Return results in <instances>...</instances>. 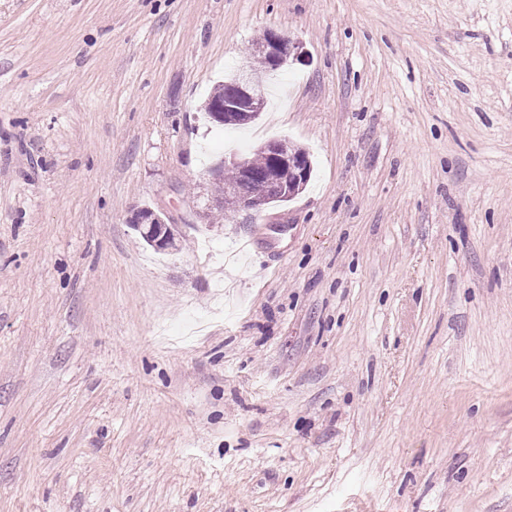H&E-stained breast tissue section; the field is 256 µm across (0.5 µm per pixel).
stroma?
I'll use <instances>...</instances> for the list:
<instances>
[{
	"instance_id": "1",
	"label": "stroma",
	"mask_w": 512,
	"mask_h": 512,
	"mask_svg": "<svg viewBox=\"0 0 512 512\" xmlns=\"http://www.w3.org/2000/svg\"><path fill=\"white\" fill-rule=\"evenodd\" d=\"M0 512H512V0H0ZM262 51L268 55L272 67L280 69L293 62L303 61V51L299 43L271 30L268 42L262 47ZM234 78L230 81H224V84L219 85L218 89L210 96L208 101L204 105V111L206 108L212 112L216 106H221L224 103V107L221 108L223 112H213L212 118L214 120H220L228 117L238 116L247 117L249 115H255L254 112H261L263 107V76L262 73H254L249 67L243 65L235 78L234 87L235 94L231 97L224 99V97L230 96L234 91L232 83ZM223 113V114H222ZM273 156L276 158V165L271 172L270 178L275 179L276 174L283 169H288L280 174L283 182L288 183L289 173L296 177V182H300L306 172V163L304 158L298 154L288 153V149L284 146L277 145L272 148ZM228 183H239L241 191L243 194H251L253 191L255 184L251 182H242L240 181V173L236 166L231 167V171L229 176L224 178V175L216 180L213 181L215 193L217 194L216 201L218 203V207H220L222 210H235L240 205V209L244 210H255L257 205L262 203L261 197L264 193L266 202L265 204L276 202V201H286L289 198L285 197L288 195H294L297 190L288 191V189L285 191V195L282 192L281 185L279 183H265L263 185V193L258 189L256 190L252 195L254 197L247 196L242 199L241 204L240 200L235 196H226L224 193V186Z\"/></svg>"
}]
</instances>
